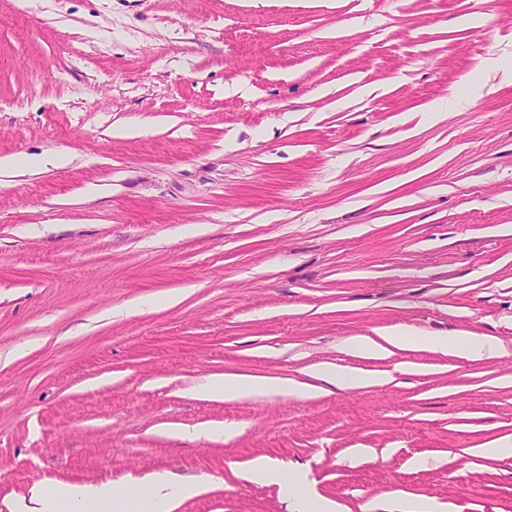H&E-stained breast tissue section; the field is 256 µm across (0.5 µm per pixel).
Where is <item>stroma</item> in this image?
I'll return each instance as SVG.
<instances>
[{
    "mask_svg": "<svg viewBox=\"0 0 512 512\" xmlns=\"http://www.w3.org/2000/svg\"><path fill=\"white\" fill-rule=\"evenodd\" d=\"M8 156L0 512L163 471L204 486L176 512H287L259 457L343 512H512L476 453L512 439V0H0ZM224 375L308 395H201ZM466 357L480 359L498 355V345L488 338H471L464 340L457 345Z\"/></svg>",
    "mask_w": 512,
    "mask_h": 512,
    "instance_id": "obj_1",
    "label": "stroma"
}]
</instances>
